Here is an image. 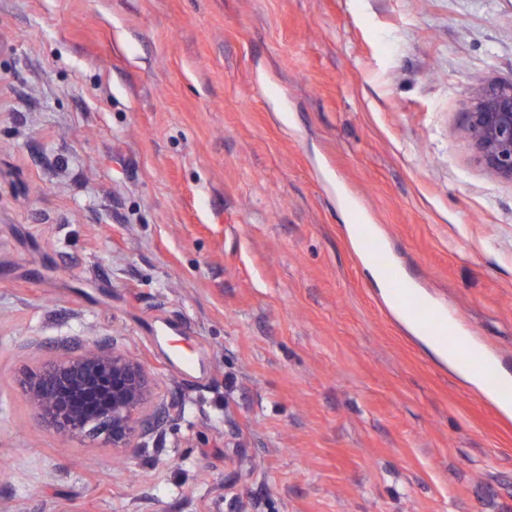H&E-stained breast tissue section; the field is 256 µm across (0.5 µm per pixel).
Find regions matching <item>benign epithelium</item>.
<instances>
[{
    "label": "benign epithelium",
    "mask_w": 512,
    "mask_h": 512,
    "mask_svg": "<svg viewBox=\"0 0 512 512\" xmlns=\"http://www.w3.org/2000/svg\"><path fill=\"white\" fill-rule=\"evenodd\" d=\"M464 116L480 162L512 183V81L476 87ZM157 387L144 362L122 348L99 344L76 356L48 358L38 374L22 383L30 407L61 441L97 439L114 455L139 446Z\"/></svg>",
    "instance_id": "benign-epithelium-1"
}]
</instances>
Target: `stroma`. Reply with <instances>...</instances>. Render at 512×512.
Here are the masks:
<instances>
[{"mask_svg": "<svg viewBox=\"0 0 512 512\" xmlns=\"http://www.w3.org/2000/svg\"><path fill=\"white\" fill-rule=\"evenodd\" d=\"M512 0H0V512H512V417L350 244L512 375V183L464 132ZM117 345L144 445L20 388ZM364 249L378 263L387 283V288H390L393 293L401 297L411 316L422 325L433 329H440V320L421 297L416 294L407 293L404 290L408 287L398 276L390 257L386 255L381 243L376 239L367 238L364 241ZM384 300L397 313L399 319L408 327V329L427 345V347L442 361L448 364V368L455 371L460 378L479 389L488 398H490L499 409L508 416L512 415V378L504 377L499 379V388L492 386L481 374L469 371L461 367L448 345L443 343L438 337L430 332L420 328L412 318L403 313L398 301L393 298L389 292L381 290ZM510 389L509 396L505 395L504 390Z\"/></svg>", "mask_w": 512, "mask_h": 512, "instance_id": "1", "label": "stroma"}]
</instances>
